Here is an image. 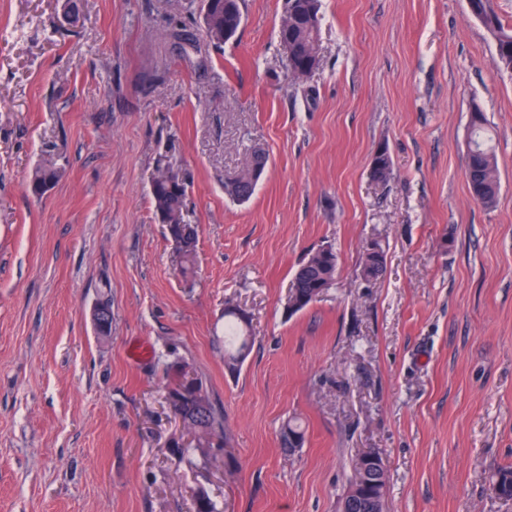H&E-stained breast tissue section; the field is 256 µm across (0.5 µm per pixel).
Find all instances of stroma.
<instances>
[{
  "instance_id": "stroma-1",
  "label": "stroma",
  "mask_w": 512,
  "mask_h": 512,
  "mask_svg": "<svg viewBox=\"0 0 512 512\" xmlns=\"http://www.w3.org/2000/svg\"><path fill=\"white\" fill-rule=\"evenodd\" d=\"M0 0V512H337L381 452L386 512H512V75L467 0H322L320 64L291 79L284 0H245L237 39L182 56L186 0ZM496 146L494 208L466 179L472 106ZM387 144V184L369 176ZM268 163L234 202L227 173ZM58 178L43 194V166ZM199 227L183 278L152 202L159 168ZM379 243L380 278L359 277ZM335 284L295 314L296 269ZM112 307V331L94 313ZM255 343L224 367V305ZM224 414L223 450L166 400L173 364ZM303 448L284 455L282 422ZM315 251L296 270L288 295L287 309L295 313L307 308L322 294L323 286L336 277L337 257L333 246ZM291 437L298 439L297 445L293 444ZM304 438L305 431L295 418L288 419L282 424L280 429V447L284 452H290L288 449L291 448L303 447Z\"/></svg>"
}]
</instances>
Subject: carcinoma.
Returning a JSON list of instances; mask_svg holds the SVG:
<instances>
[{
    "label": "carcinoma",
    "instance_id": "cac0c4a2",
    "mask_svg": "<svg viewBox=\"0 0 512 512\" xmlns=\"http://www.w3.org/2000/svg\"><path fill=\"white\" fill-rule=\"evenodd\" d=\"M483 26L501 34H511L512 27L503 24L495 0H479ZM285 18L278 31L279 40L288 41L292 47V56L288 58V73L301 77L303 68L317 60L319 31L321 25L320 0H285ZM203 31L207 42L220 48L234 39L243 23L242 0H202ZM486 118L480 108L470 112L471 145L467 167L477 174L484 172L485 189L473 194V198L484 206L493 205L499 193L497 176L498 165L492 146L485 138ZM244 170L230 173L224 177V191L234 201L241 203L252 197L243 194L241 184ZM151 195L160 223L167 226V233L174 243L176 251L181 254V272L190 270L196 241L197 227L182 221L185 208L186 182L170 185L162 173H157L151 184ZM337 270V257L333 246L325 251L312 253L307 261L296 270L292 287L288 295L287 309L295 313L307 308L322 294L323 286L334 280ZM239 308L232 304L224 306V367L231 373L237 371L249 355L253 338L250 333V321L238 315ZM173 388H180L189 396L191 403L202 397L207 405L206 419L192 416L191 407L185 406L182 416L185 427L194 434V446L177 451V459L182 462L193 452L202 456L214 455V439L224 435V415L218 412L203 390L202 382L195 376L187 377L185 368L178 369V381ZM305 431L294 418L286 420L280 429V447L288 450L294 446L303 447ZM387 482L362 488L364 498L371 502L374 512L385 509L384 487ZM497 495L512 499V467H505L498 472L493 485Z\"/></svg>",
    "mask_w": 512,
    "mask_h": 512
}]
</instances>
